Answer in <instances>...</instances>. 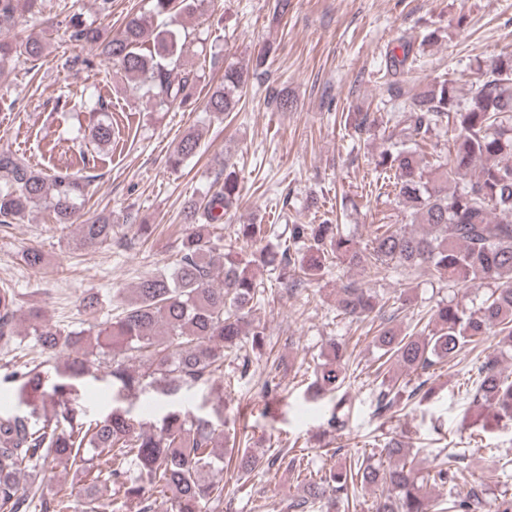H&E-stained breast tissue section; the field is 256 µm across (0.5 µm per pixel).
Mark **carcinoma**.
<instances>
[{
  "instance_id": "obj_1",
  "label": "carcinoma",
  "mask_w": 512,
  "mask_h": 512,
  "mask_svg": "<svg viewBox=\"0 0 512 512\" xmlns=\"http://www.w3.org/2000/svg\"><path fill=\"white\" fill-rule=\"evenodd\" d=\"M151 14L127 18L116 33L79 15L67 21L69 39L82 43L118 65L135 80L133 95L159 109L186 107L201 75L179 72L190 33L181 23L158 24L202 10L207 0H152ZM40 0H0V31L14 26L19 14L34 15ZM46 43L35 37L0 40V72L7 66L34 61ZM402 55H397L396 50ZM413 45L398 41L389 52L382 107L390 113L387 145L375 160L372 186L378 195H394L410 211L409 224H376L366 244L343 224H290L270 237L268 224H240L236 240L253 247L242 254L233 248L215 256L213 230L240 198L233 164L222 162L224 182L203 201L185 202L182 220L188 231L181 239L173 268L143 277L124 300L121 311L91 329L64 330L38 307L24 311L13 288H0V345L14 340L17 324L30 322L31 335L42 351L65 354L64 368L51 377L40 366L21 365L7 379L23 409L0 412V512H101L103 504L88 490H104L123 512H156L160 494L169 512H214L224 503V455L230 446L239 478L274 466L280 456L266 455L241 444L248 438L224 436L210 415L171 410L152 425L117 406L105 417L85 421L77 410L79 386L92 370L108 377L112 393L127 397L152 388L173 398L184 388L204 386L208 400L224 405V350L243 341L251 349L266 344L265 329L255 321L254 307L265 301L266 288L258 273L278 268L284 288L321 280L333 265L358 268L368 278H385L392 271L429 269L453 284L486 285L491 294L477 307L442 304L417 334L402 333L385 317L384 305L366 282L341 283L336 310L353 320L370 316L380 323L372 343L380 352L376 377L387 379L390 367L420 374L437 364L460 359L464 348L481 337H502L512 346V52L501 53L480 72L471 96L459 100L448 79L412 84ZM265 54L247 71L228 65L221 83L205 103L217 121L238 111L249 75H259ZM102 112L92 136L100 146L112 143V118ZM346 124L361 135L378 123L374 112H349ZM451 128L447 155L433 141L437 130ZM199 136L185 134L168 158L179 169L194 157ZM93 177L60 168L48 175L23 157L0 150V224H22L41 209L57 224H74ZM419 224L417 231L412 225ZM112 217L107 214L78 225V242L93 247L112 241ZM344 349L330 346L314 371L307 391L311 398H335L347 380ZM464 392L483 416L482 429L512 421V380L505 375L503 353L479 359L466 378ZM400 392L391 385L378 394V408L391 410ZM379 455L398 463L383 466L374 456L357 457L339 471L317 475L303 460L291 458L302 494L288 502L291 512L318 507L335 512L336 503L355 499L367 487L382 489L375 512H512V496L490 500L487 483L470 486L458 498H433L427 486L444 491L465 479L467 455L452 451L436 455L421 471L410 450L395 436L379 445ZM65 460L80 475L79 482L59 497L41 486H24L26 473Z\"/></svg>"
}]
</instances>
